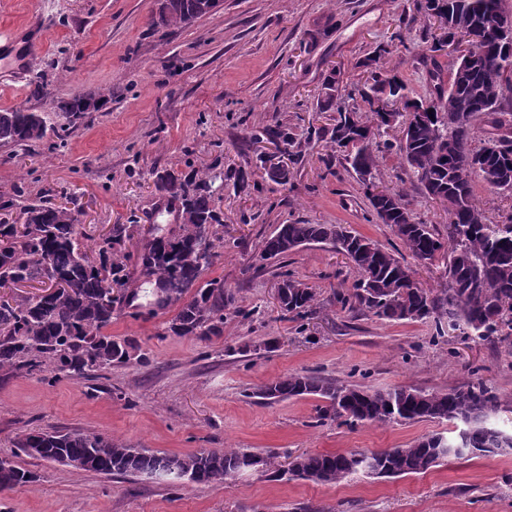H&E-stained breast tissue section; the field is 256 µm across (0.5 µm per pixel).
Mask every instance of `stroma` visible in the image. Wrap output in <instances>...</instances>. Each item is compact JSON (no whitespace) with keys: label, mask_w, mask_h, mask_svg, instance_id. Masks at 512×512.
Here are the masks:
<instances>
[{"label":"stroma","mask_w":512,"mask_h":512,"mask_svg":"<svg viewBox=\"0 0 512 512\" xmlns=\"http://www.w3.org/2000/svg\"><path fill=\"white\" fill-rule=\"evenodd\" d=\"M415 0H224L216 13L182 28L156 26L157 0H0V110L29 107L49 125L54 101L101 90L102 108L64 139L0 147V205L12 215L35 201L80 212L82 242L91 245L116 224L137 223L126 244L136 252L154 227V171L213 164L247 172L250 188L226 187L216 207L223 224L204 279L223 280L242 313H224V333L203 343L167 327L174 308L143 305L115 314L113 337L130 340L142 362L112 367L107 378L0 376V456L26 429L80 430L128 440L154 452L202 448L274 452L281 465L305 452L403 448L450 423L385 426L343 420L318 424L320 401L304 396L263 403L253 389L277 377L317 371L374 389L413 385L445 389L482 378L499 395L500 424L512 423V344L476 343L460 331L436 338L432 321L351 317L330 304L355 275L331 246L294 251L286 265H260L263 239L279 224H342L387 248H400L373 214L365 189L341 159L325 165V143L288 157L293 176L264 179L247 132L274 122L303 134L333 122L316 111L330 68L343 85H362L363 61L379 45L383 70L399 73L412 97L433 99L428 74L437 35ZM43 95H33L37 75ZM377 183L403 194L417 217L448 230V212L429 198L398 154L381 159ZM289 271L324 299L305 320L283 313L275 289ZM276 339L275 349L262 345ZM38 480L0 493V512H512V455L450 458L420 475L351 477L331 485L248 471L232 484L178 486L136 476L75 470L27 456L17 459Z\"/></svg>","instance_id":"stroma-1"}]
</instances>
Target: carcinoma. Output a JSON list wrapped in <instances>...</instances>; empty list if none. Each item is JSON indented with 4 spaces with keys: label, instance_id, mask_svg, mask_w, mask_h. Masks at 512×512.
I'll use <instances>...</instances> for the list:
<instances>
[{
    "label": "carcinoma",
    "instance_id": "1",
    "mask_svg": "<svg viewBox=\"0 0 512 512\" xmlns=\"http://www.w3.org/2000/svg\"><path fill=\"white\" fill-rule=\"evenodd\" d=\"M502 9L501 0H426L428 19L448 15L444 34L453 38L460 24L482 30L475 62L452 80L439 99V111L418 116L401 112L389 119L373 108V98L385 94L407 97L409 88L399 76L378 68V46L366 58L368 73L364 102L370 119L338 107L341 71L324 79L317 107L336 113L331 128L308 132L305 143L329 137L334 148L345 149L344 161L358 175L376 180L379 153L392 148L380 143L381 132H398L403 164L420 185L455 197L448 210V236L431 224L416 221L403 197L381 192L367 196L372 209L382 205L392 211L388 225L412 259L422 264L442 251L448 253L446 282L426 289L416 280L414 265L400 260L377 242L348 231L341 224H279L262 241L260 260L277 262L297 247L324 243L346 257L356 280L352 291L336 292L339 310L356 316L391 321L432 319L437 334L442 321L482 342L512 340V218L487 223L472 193L474 179L512 192V43L488 25ZM210 14L208 0H173L164 26L189 25ZM102 97L73 96L59 100L54 111L64 119L60 131L88 114V105L101 106ZM490 128L474 145L475 122ZM48 131L43 113L24 107L0 110V146L28 147L43 140ZM250 142L297 144L288 127L269 124L252 131ZM217 166L181 174L171 169L155 172V190L175 205L179 224L148 240L137 254L143 283L167 291L166 306L176 308L168 331L209 341L224 333V311L236 306V296L224 281L201 280L213 262L214 227L222 225L214 207L212 182ZM22 223L0 219V288L37 282L50 293L30 298L0 299V372L26 374L47 371L72 377L100 379L114 364L131 360L133 344L106 333L112 317L123 310L128 295L122 251L133 237L132 224H115L86 250L80 241L79 212L65 204L38 202L21 211ZM283 312L306 318L322 305L319 295L288 272L280 273ZM317 395L318 422L342 419L352 424L379 426L390 423L448 421L451 435H425L405 448L344 453H302L283 469L272 452L255 453L235 448H204L177 455L154 453L124 440L81 431L30 430L17 438V448L45 461L63 458L67 466L103 475L142 476L172 472L195 484L231 483L241 472L253 469L262 476L286 474L321 484L337 483L364 473L372 463L384 477L422 474L448 458L512 454V431L501 428L495 416L501 411L496 392L480 378L446 390H426L398 385L385 390L339 382L316 372H295L263 383L251 393L268 404ZM37 475L0 457V491L26 490Z\"/></svg>",
    "mask_w": 512,
    "mask_h": 512
}]
</instances>
